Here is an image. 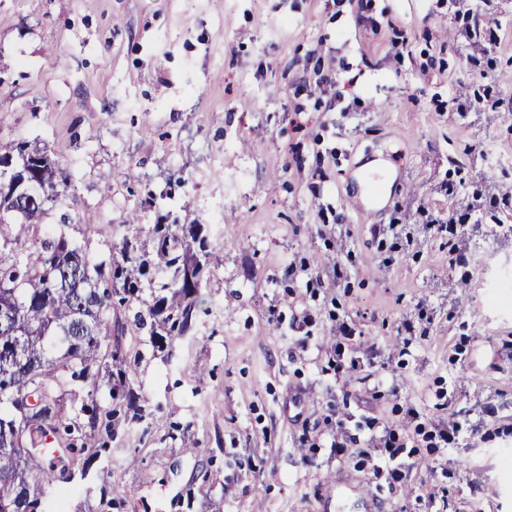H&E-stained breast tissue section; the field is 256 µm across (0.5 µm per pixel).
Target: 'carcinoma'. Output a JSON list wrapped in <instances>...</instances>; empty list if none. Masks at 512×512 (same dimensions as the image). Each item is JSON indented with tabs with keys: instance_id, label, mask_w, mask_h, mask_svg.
I'll return each instance as SVG.
<instances>
[{
	"instance_id": "obj_1",
	"label": "carcinoma",
	"mask_w": 512,
	"mask_h": 512,
	"mask_svg": "<svg viewBox=\"0 0 512 512\" xmlns=\"http://www.w3.org/2000/svg\"><path fill=\"white\" fill-rule=\"evenodd\" d=\"M0 512H52L50 491L87 484L97 512H121L124 496L98 484L95 463L111 457L126 427L144 417L139 367L171 356L189 333L199 296L223 256L206 224L168 223L157 197L139 201L127 231L93 259L70 235L69 178L24 140L0 142ZM156 213L153 224L139 212Z\"/></svg>"
}]
</instances>
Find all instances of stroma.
Masks as SVG:
<instances>
[{
  "mask_svg": "<svg viewBox=\"0 0 512 512\" xmlns=\"http://www.w3.org/2000/svg\"><path fill=\"white\" fill-rule=\"evenodd\" d=\"M511 103L512 0H0V140L66 168L75 240L102 256L170 191L224 256L100 472L126 512H512V309L488 300ZM450 215L448 244L427 222ZM341 322L360 362L338 374ZM368 416L414 435L406 484L332 450Z\"/></svg>",
  "mask_w": 512,
  "mask_h": 512,
  "instance_id": "1",
  "label": "stroma"
}]
</instances>
